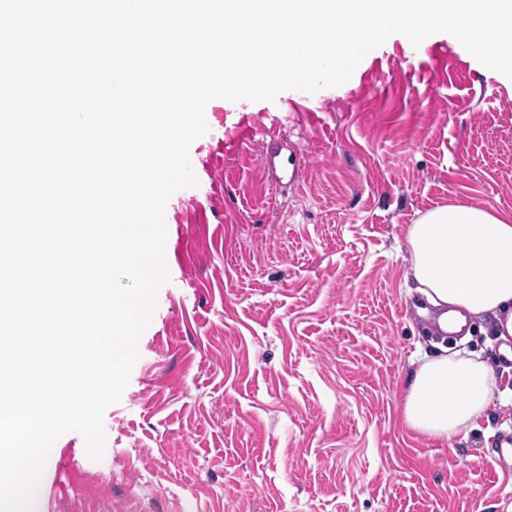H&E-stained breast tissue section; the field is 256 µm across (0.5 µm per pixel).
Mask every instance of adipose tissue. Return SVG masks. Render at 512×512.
I'll list each match as a JSON object with an SVG mask.
<instances>
[{"mask_svg":"<svg viewBox=\"0 0 512 512\" xmlns=\"http://www.w3.org/2000/svg\"><path fill=\"white\" fill-rule=\"evenodd\" d=\"M406 240L419 291L446 317L465 325L495 320L498 339L512 341V217L474 203L429 210ZM497 389L491 368L457 353L420 359L404 395L401 419L411 431L445 440L479 429Z\"/></svg>","mask_w":512,"mask_h":512,"instance_id":"1","label":"adipose tissue"}]
</instances>
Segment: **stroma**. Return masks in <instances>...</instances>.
Wrapping results in <instances>:
<instances>
[{
    "label": "stroma",
    "instance_id": "obj_1",
    "mask_svg": "<svg viewBox=\"0 0 512 512\" xmlns=\"http://www.w3.org/2000/svg\"><path fill=\"white\" fill-rule=\"evenodd\" d=\"M207 124L104 455L60 437L43 512H512L492 456L512 398L445 441L400 418L417 356L512 362L486 317L431 338L405 238L451 202L512 215V80L451 35L397 34L341 86L215 100ZM277 147L305 156L299 183L270 182Z\"/></svg>",
    "mask_w": 512,
    "mask_h": 512
}]
</instances>
